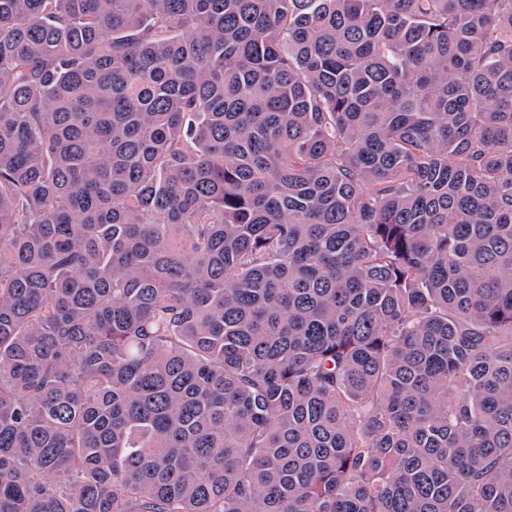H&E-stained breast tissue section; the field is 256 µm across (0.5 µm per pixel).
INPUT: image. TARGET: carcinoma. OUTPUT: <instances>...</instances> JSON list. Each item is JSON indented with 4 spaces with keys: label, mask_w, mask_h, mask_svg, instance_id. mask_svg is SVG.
Returning <instances> with one entry per match:
<instances>
[{
    "label": "carcinoma",
    "mask_w": 512,
    "mask_h": 512,
    "mask_svg": "<svg viewBox=\"0 0 512 512\" xmlns=\"http://www.w3.org/2000/svg\"><path fill=\"white\" fill-rule=\"evenodd\" d=\"M0 512H512V0H0Z\"/></svg>",
    "instance_id": "cac0c4a2"
}]
</instances>
